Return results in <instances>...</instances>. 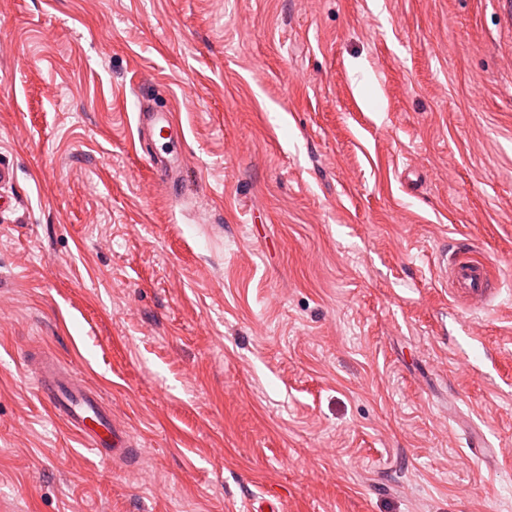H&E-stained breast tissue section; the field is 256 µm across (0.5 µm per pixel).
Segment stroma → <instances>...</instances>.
I'll return each instance as SVG.
<instances>
[{
  "label": "stroma",
  "mask_w": 512,
  "mask_h": 512,
  "mask_svg": "<svg viewBox=\"0 0 512 512\" xmlns=\"http://www.w3.org/2000/svg\"><path fill=\"white\" fill-rule=\"evenodd\" d=\"M0 165V512H512V0H0ZM138 143L158 183L174 198H180L183 174L182 137L179 135L172 113L147 109L138 113ZM442 277L451 282L452 288L473 304L483 305L491 295V278L488 265L474 258L469 252L456 251L440 256ZM37 387L55 416L71 427L99 457L107 460H129L138 451L125 426L112 418L98 393L79 382L71 374L60 371L51 357L41 362Z\"/></svg>",
  "instance_id": "obj_1"
}]
</instances>
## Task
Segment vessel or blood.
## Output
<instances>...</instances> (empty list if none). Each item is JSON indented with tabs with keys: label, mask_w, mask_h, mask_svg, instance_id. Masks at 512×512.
<instances>
[{
	"label": "vessel or blood",
	"mask_w": 512,
	"mask_h": 512,
	"mask_svg": "<svg viewBox=\"0 0 512 512\" xmlns=\"http://www.w3.org/2000/svg\"><path fill=\"white\" fill-rule=\"evenodd\" d=\"M138 143L148 158L158 183L168 192L177 193L182 182V138L171 113L147 109L137 117ZM440 270L444 279L465 299L481 305L491 295L487 264L467 252L441 254ZM37 387L53 413L80 436L86 447L107 460L132 459L134 448L126 427L117 424L111 409L98 393L71 374L60 371L53 359L41 362Z\"/></svg>",
	"instance_id": "vessel-or-blood-1"
}]
</instances>
